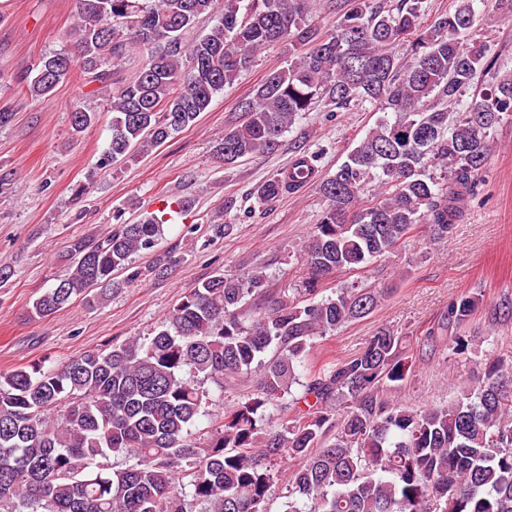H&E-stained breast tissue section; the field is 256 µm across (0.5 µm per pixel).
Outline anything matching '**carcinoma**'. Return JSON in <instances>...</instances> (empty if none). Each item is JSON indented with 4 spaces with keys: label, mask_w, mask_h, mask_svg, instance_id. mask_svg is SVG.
<instances>
[{
    "label": "carcinoma",
    "mask_w": 512,
    "mask_h": 512,
    "mask_svg": "<svg viewBox=\"0 0 512 512\" xmlns=\"http://www.w3.org/2000/svg\"><path fill=\"white\" fill-rule=\"evenodd\" d=\"M474 2L456 0L423 26V0H77L75 52L39 58L26 91L45 99L77 69L84 85L113 88L105 164L194 125L276 44L288 46V64L266 74L239 106L243 120L218 138L224 163L277 151L319 105L383 116L331 175L317 178L318 156L305 150L257 191L268 202L313 183L325 199L302 247L300 287L269 290L261 267L220 273L147 337L0 373V512H264L284 459L294 466L283 512H512V411L503 402L511 368L491 360L478 385L414 410L390 400L415 371L392 331L350 359L307 363L316 338L366 317L385 296L353 282L320 298L318 286L394 252L423 224L433 237L448 233L479 184L494 131L512 118V70L486 47L463 45L477 28ZM317 8L336 16L332 25L313 23ZM205 13L218 14L216 24L186 40ZM400 45L404 60L394 54ZM133 51L147 60L124 82ZM97 120L73 105L74 132ZM162 231L150 217L72 240V264L29 318L136 281L138 269L123 281L112 275L153 252ZM248 296L258 302L246 320ZM478 308L476 296L451 301L419 338V355H465ZM252 375L245 400L197 428L216 396ZM295 384V403L308 409L275 428ZM111 456L125 466L105 464Z\"/></svg>",
    "instance_id": "carcinoma-1"
}]
</instances>
